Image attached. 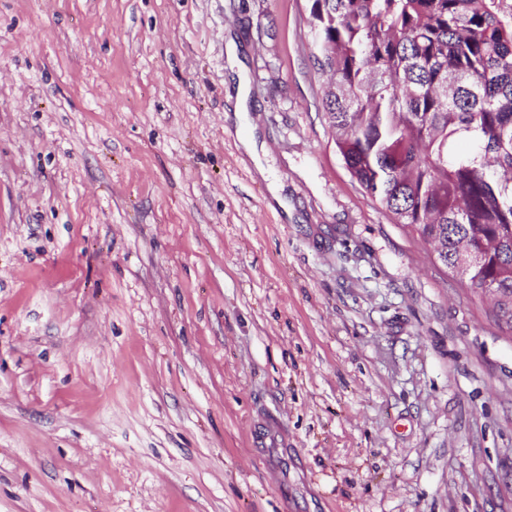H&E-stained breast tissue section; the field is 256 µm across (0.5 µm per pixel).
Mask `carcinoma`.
<instances>
[{
	"mask_svg": "<svg viewBox=\"0 0 512 512\" xmlns=\"http://www.w3.org/2000/svg\"><path fill=\"white\" fill-rule=\"evenodd\" d=\"M321 112L351 177L441 245L512 329V10L504 0H309ZM459 140L474 143L468 154Z\"/></svg>",
	"mask_w": 512,
	"mask_h": 512,
	"instance_id": "carcinoma-1",
	"label": "carcinoma"
}]
</instances>
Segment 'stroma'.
Returning a JSON list of instances; mask_svg holds the SVG:
<instances>
[{
    "mask_svg": "<svg viewBox=\"0 0 512 512\" xmlns=\"http://www.w3.org/2000/svg\"><path fill=\"white\" fill-rule=\"evenodd\" d=\"M306 5L0 0V512H512V331L351 179Z\"/></svg>",
    "mask_w": 512,
    "mask_h": 512,
    "instance_id": "35a3bbf8",
    "label": "stroma"
}]
</instances>
